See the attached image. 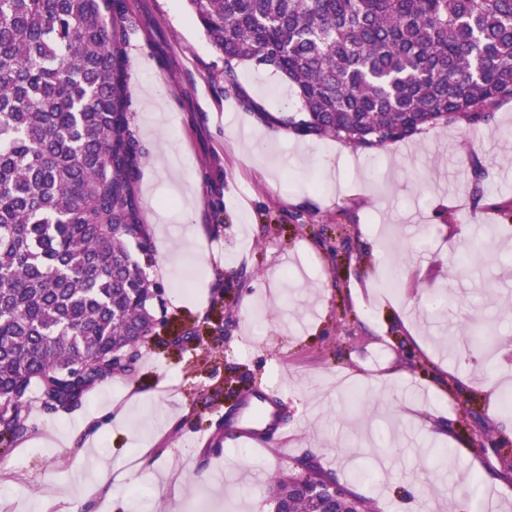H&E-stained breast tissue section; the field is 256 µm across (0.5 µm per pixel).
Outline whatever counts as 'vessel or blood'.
Listing matches in <instances>:
<instances>
[{
	"instance_id": "vessel-or-blood-1",
	"label": "vessel or blood",
	"mask_w": 512,
	"mask_h": 512,
	"mask_svg": "<svg viewBox=\"0 0 512 512\" xmlns=\"http://www.w3.org/2000/svg\"><path fill=\"white\" fill-rule=\"evenodd\" d=\"M287 401L278 394H258L239 409L228 434L244 448H265L283 424Z\"/></svg>"
}]
</instances>
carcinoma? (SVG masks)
Masks as SVG:
<instances>
[{
  "label": "carcinoma",
  "mask_w": 512,
  "mask_h": 512,
  "mask_svg": "<svg viewBox=\"0 0 512 512\" xmlns=\"http://www.w3.org/2000/svg\"><path fill=\"white\" fill-rule=\"evenodd\" d=\"M224 59L225 91L256 107L244 64L281 74L299 111L261 113L303 136L377 150L426 128L490 123L512 99V0H187ZM129 0H0V441L129 375L165 320L145 277L142 148L129 117L120 24ZM273 476L290 512H369L346 490L319 501Z\"/></svg>",
  "instance_id": "1"
}]
</instances>
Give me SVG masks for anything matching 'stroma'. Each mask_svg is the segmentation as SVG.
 <instances>
[{"instance_id":"1","label":"stroma","mask_w":512,"mask_h":512,"mask_svg":"<svg viewBox=\"0 0 512 512\" xmlns=\"http://www.w3.org/2000/svg\"><path fill=\"white\" fill-rule=\"evenodd\" d=\"M143 4L121 21L144 149L139 219L196 239L181 265L147 274L164 334L206 315L221 330L141 347L132 376L66 412H45L31 390L27 433L0 446V512H37L42 497L50 512H117V500L119 512H268L267 481L307 465L374 512H448L486 493L512 512V471L494 447L512 424L500 406L512 382V223L499 213L512 209V101L491 124L426 129L371 153L302 137L223 92L224 61L186 0ZM238 75L266 111H296L279 74ZM255 128L257 153L241 137ZM476 327L492 330V361L470 343ZM257 389L289 400L269 451L224 432ZM90 414L112 473L104 487L89 456L63 444Z\"/></svg>"}]
</instances>
